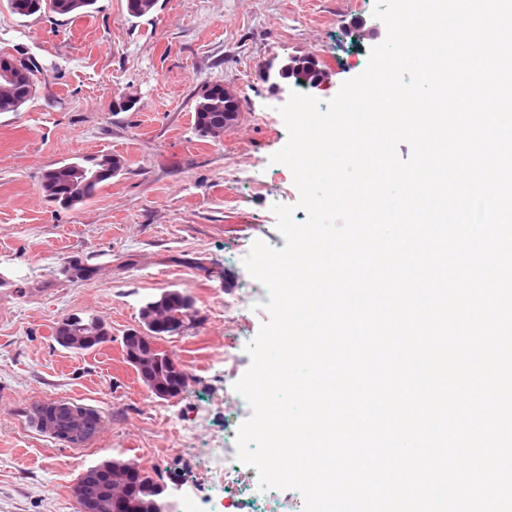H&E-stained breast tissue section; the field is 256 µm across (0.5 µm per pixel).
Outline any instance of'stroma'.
Listing matches in <instances>:
<instances>
[{"instance_id":"35a3bbf8","label":"stroma","mask_w":512,"mask_h":512,"mask_svg":"<svg viewBox=\"0 0 512 512\" xmlns=\"http://www.w3.org/2000/svg\"><path fill=\"white\" fill-rule=\"evenodd\" d=\"M376 0H159L129 17L126 0H97L79 18H24L0 0V52L34 59L35 99L0 113V512H78L75 484L91 465L133 459L159 476L174 501L192 496L210 512L200 464L182 454L236 445L251 415L235 391L250 366L245 348L270 319L265 288L242 264L257 240L283 248L273 204L295 206L291 170L272 162L288 133L268 67L311 56L326 73L328 102L362 73L386 38ZM222 82L240 97L241 120L220 139L194 129L196 99ZM112 154L125 167L71 208L40 188L51 165ZM80 262L91 278L67 272ZM167 290L190 295L197 318L165 339L187 377L183 393L156 398L126 362L121 340L144 303ZM244 295L257 308L237 324L224 303ZM110 330L89 351L63 348L54 331L70 315ZM232 383H225V375ZM59 399L98 410L105 426L69 446L39 432L34 408ZM233 512H304L294 489H231Z\"/></svg>"}]
</instances>
